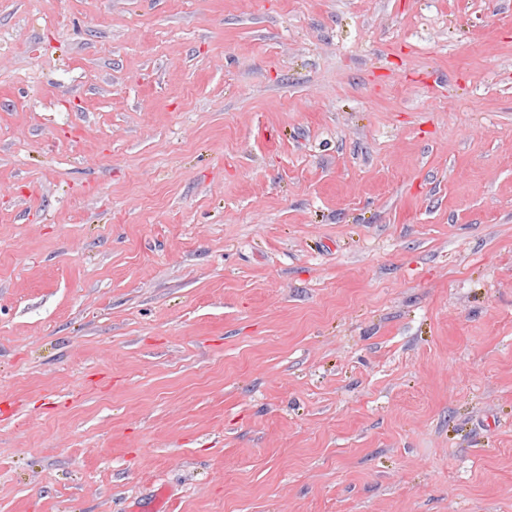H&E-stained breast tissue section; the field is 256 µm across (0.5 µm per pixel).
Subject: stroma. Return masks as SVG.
<instances>
[{
    "label": "stroma",
    "instance_id": "1",
    "mask_svg": "<svg viewBox=\"0 0 512 512\" xmlns=\"http://www.w3.org/2000/svg\"><path fill=\"white\" fill-rule=\"evenodd\" d=\"M0 512H512V0H0Z\"/></svg>",
    "mask_w": 512,
    "mask_h": 512
}]
</instances>
